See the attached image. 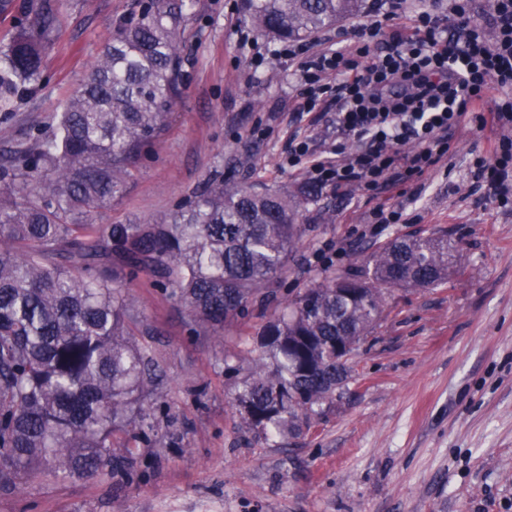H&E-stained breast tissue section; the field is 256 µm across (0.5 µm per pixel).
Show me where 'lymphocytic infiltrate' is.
Wrapping results in <instances>:
<instances>
[{
  "label": "lymphocytic infiltrate",
  "mask_w": 512,
  "mask_h": 512,
  "mask_svg": "<svg viewBox=\"0 0 512 512\" xmlns=\"http://www.w3.org/2000/svg\"><path fill=\"white\" fill-rule=\"evenodd\" d=\"M449 12L459 23L452 45L444 40L442 19L423 10L409 32L396 23L370 24L369 37L382 39L376 51L366 43L351 52L329 49L310 56L305 46H284L282 56L304 58L307 109L325 93L324 77L340 76L336 125L357 143L341 162L316 157L313 139L301 140L288 149L289 166L307 159L320 186L369 191L435 167L448 153L449 132L482 100L489 83L512 86V0H496L485 26L471 21L470 0H450ZM481 123L498 135L491 160H478L477 169L490 171L493 196L505 205L512 201V105L489 112Z\"/></svg>",
  "instance_id": "1"
}]
</instances>
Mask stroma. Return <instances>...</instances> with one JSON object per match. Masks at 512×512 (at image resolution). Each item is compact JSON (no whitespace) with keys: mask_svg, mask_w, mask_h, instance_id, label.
<instances>
[{"mask_svg":"<svg viewBox=\"0 0 512 512\" xmlns=\"http://www.w3.org/2000/svg\"><path fill=\"white\" fill-rule=\"evenodd\" d=\"M58 26L42 76L0 113V152L45 126L104 44L142 0H52ZM390 0L307 40L310 52L353 49L370 15ZM239 0H194L181 31L182 92L169 129L133 170L122 197L95 210L97 224L166 222L211 178L301 195L313 182L288 167L291 141L311 135L321 156L352 145L335 108L302 109L299 60L253 64L238 43ZM448 154L405 184L317 190L301 202L302 235L283 280L298 295L323 270L315 253L343 247L344 272L390 238L445 231L457 252L447 281L385 290L381 320L360 345L350 379L309 428L269 437L242 427L236 381L224 372L253 350L275 306L252 307L247 333L222 343L148 278L128 282L136 342L158 365L156 427L138 442L130 481L42 476L0 484V512H512V208L494 202L474 162L495 136L471 119L448 136ZM400 223L376 233L377 208Z\"/></svg>","mask_w":512,"mask_h":512,"instance_id":"stroma-1","label":"stroma"}]
</instances>
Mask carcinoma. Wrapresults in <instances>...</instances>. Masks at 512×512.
I'll return each instance as SVG.
<instances>
[{"instance_id": "carcinoma-1", "label": "carcinoma", "mask_w": 512, "mask_h": 512, "mask_svg": "<svg viewBox=\"0 0 512 512\" xmlns=\"http://www.w3.org/2000/svg\"><path fill=\"white\" fill-rule=\"evenodd\" d=\"M364 0H240L246 23L281 42L357 15ZM186 0H145L117 29L52 123L0 154V483L129 477L133 450L114 437L154 430L156 364L132 338V279L175 296L220 342L254 304L280 311L256 334L261 353L234 401L250 430L299 431L336 392V346H357L383 314V290L437 285L455 247L448 234L394 238L354 271L327 275L286 300L271 285L301 236L299 204L274 187L215 177L168 223L101 226L93 209L122 196L146 145L167 130L180 94ZM57 15L17 21L0 48V110L37 77Z\"/></svg>"}]
</instances>
